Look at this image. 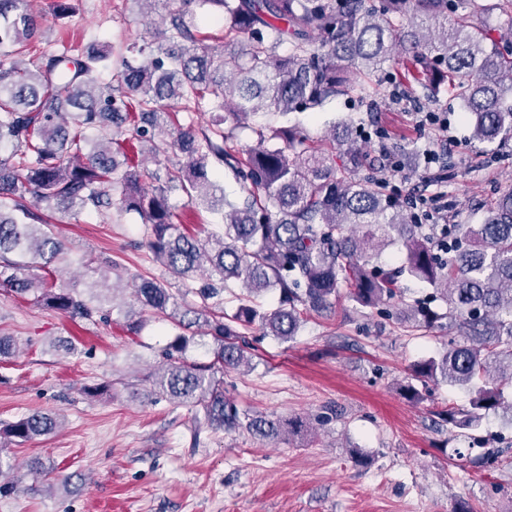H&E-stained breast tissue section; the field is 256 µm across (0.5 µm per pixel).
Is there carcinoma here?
Instances as JSON below:
<instances>
[{
	"instance_id": "obj_1",
	"label": "carcinoma",
	"mask_w": 512,
	"mask_h": 512,
	"mask_svg": "<svg viewBox=\"0 0 512 512\" xmlns=\"http://www.w3.org/2000/svg\"><path fill=\"white\" fill-rule=\"evenodd\" d=\"M31 0H0V284L36 294L44 307L72 319L103 316L94 298L29 269L49 272L66 260L44 215L27 197L58 209L98 214L111 221L112 186L121 206L138 213L148 232L143 242L156 261L185 280L178 295L139 278L134 294L151 311L189 329L207 326L214 360L189 363L185 333L166 345L167 364L154 372L162 395L203 411L206 425L226 433L246 428L272 441L299 421L240 412L224 398L216 374L249 363L248 331L258 324L283 341L297 335L312 314L336 315L340 288L354 311L382 307L404 314L408 331L446 328L448 348L414 363L400 385L421 398L413 381L467 386L470 408L452 404L437 412L456 427L475 429L483 415L512 417V190L502 192L484 223L420 224L384 188L358 173L370 157L359 143L361 118L332 123V138L314 149L298 125L257 132L243 150L224 129L259 112H317L339 95L359 102L376 92L372 78L401 55L411 57L421 79L447 84L464 109L473 143L501 146L512 140V37L495 40L465 12L471 0H180L157 29L140 64H123L117 86L98 74L109 55L73 43L54 51L34 45L37 17ZM218 10L226 33L246 36V49L188 47L195 37L185 21L188 6ZM288 50L280 54L283 45ZM36 53L34 68L17 55ZM185 112H210L212 122L154 131L168 103ZM132 123V138L154 159L180 152L184 161L151 174L163 184L148 192L142 173L112 133ZM226 168L242 196L230 201L211 179ZM203 205L221 218L223 232L205 238L180 231L169 193ZM401 247L400 262L384 266L382 251ZM211 286L195 288L199 270ZM410 277L428 294L409 300L401 283ZM241 288L228 318L215 313L224 290ZM278 293L271 311L257 303ZM58 418L33 412L7 425L20 442L50 434Z\"/></svg>"
}]
</instances>
